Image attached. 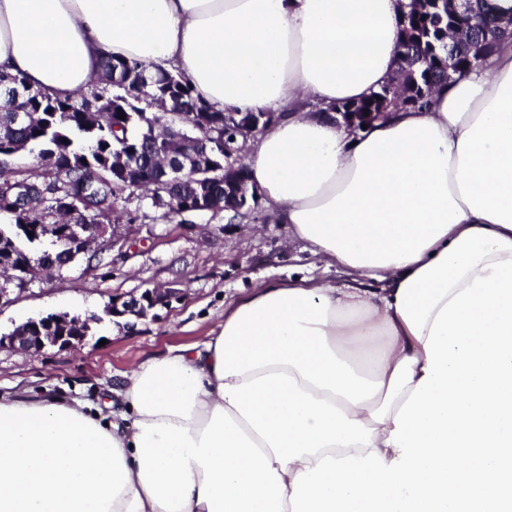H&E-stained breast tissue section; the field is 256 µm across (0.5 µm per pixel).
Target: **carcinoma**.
Listing matches in <instances>:
<instances>
[{"label": "carcinoma", "instance_id": "obj_1", "mask_svg": "<svg viewBox=\"0 0 512 512\" xmlns=\"http://www.w3.org/2000/svg\"><path fill=\"white\" fill-rule=\"evenodd\" d=\"M400 26V73L397 88L387 83L366 98L328 108L330 112H380L386 99H404L403 108L423 109L434 94L472 69L512 38V32L490 15L483 0H474L465 16L448 20L436 0H413ZM0 216L24 224L28 242L59 239L37 229L39 224H115L129 216L127 203L137 197L143 221L174 218L201 199L224 201L234 182L224 181V165L235 168V179L248 180L237 124L224 122V110L194 95L180 73L152 74L129 59L103 60L96 76L79 97L53 99L31 89L21 74L0 73ZM20 103L35 119L14 121ZM177 128L194 139L196 157L179 176L166 173L158 158L169 142L163 132ZM86 140V150L75 142ZM15 143L28 146L31 167L7 164ZM125 161L135 179L112 175V165ZM259 203L211 212L229 222L255 220ZM71 249L37 257L46 267L62 269Z\"/></svg>", "mask_w": 512, "mask_h": 512}]
</instances>
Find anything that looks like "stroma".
Wrapping results in <instances>:
<instances>
[{
  "label": "stroma",
  "mask_w": 512,
  "mask_h": 512,
  "mask_svg": "<svg viewBox=\"0 0 512 512\" xmlns=\"http://www.w3.org/2000/svg\"><path fill=\"white\" fill-rule=\"evenodd\" d=\"M263 221L230 224L207 214L166 222L135 221L116 227L113 250L66 266L61 277L38 279L0 302V333L30 318L66 312L96 316L95 341L78 350L39 354L0 350V393L98 404L118 388L124 373L169 348L205 341L224 320L225 304L255 283L315 275L334 286L343 275L325 270L270 208ZM175 288L178 300L125 325L106 315L115 297H137L148 288Z\"/></svg>",
  "instance_id": "stroma-1"
}]
</instances>
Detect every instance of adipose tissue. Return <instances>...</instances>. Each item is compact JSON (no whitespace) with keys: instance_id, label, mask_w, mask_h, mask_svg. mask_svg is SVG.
<instances>
[{"instance_id":"1","label":"adipose tissue","mask_w":512,"mask_h":512,"mask_svg":"<svg viewBox=\"0 0 512 512\" xmlns=\"http://www.w3.org/2000/svg\"><path fill=\"white\" fill-rule=\"evenodd\" d=\"M409 0H0V72L67 98L106 58L283 118L249 184L344 274L271 280L123 403L0 395V512H512V41L429 109L388 83Z\"/></svg>"}]
</instances>
